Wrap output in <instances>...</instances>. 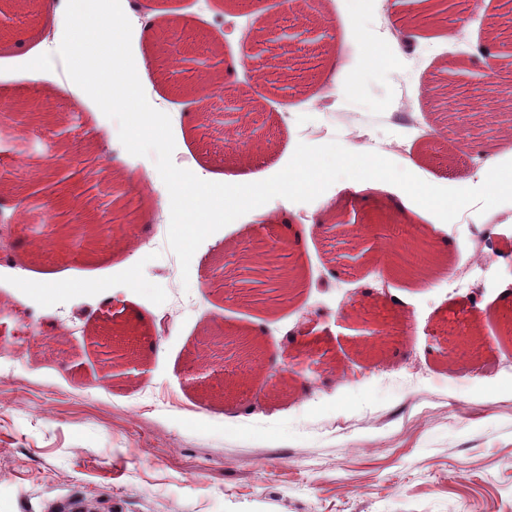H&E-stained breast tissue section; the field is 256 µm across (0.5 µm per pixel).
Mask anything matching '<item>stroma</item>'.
Here are the masks:
<instances>
[{"mask_svg": "<svg viewBox=\"0 0 512 512\" xmlns=\"http://www.w3.org/2000/svg\"><path fill=\"white\" fill-rule=\"evenodd\" d=\"M158 29L176 18L207 37L223 60L268 16L291 23L282 0H139ZM320 37L270 42L254 64L270 82L255 87L247 69L231 92L254 99L253 123L271 150L224 149L223 110L198 104L150 68L141 84L171 119L175 155L215 179L290 161L304 131L371 126L391 142L398 166L439 187L478 186L485 149L512 171V139L482 120L493 97L433 102L431 87L448 59L465 81L483 73L476 52L491 34L512 35V0H452L451 35L420 23L383 26L397 0H317ZM42 13L24 0H0V184L17 193L20 224L0 223V512H56L81 499L91 512H512V338L498 319L512 289V202L469 222L415 218L422 236L478 249L475 266L442 258L447 273L417 281L378 261L377 239L398 246L381 189L353 194L335 182L313 201L276 197L209 236L182 270L157 223L168 190L153 157L129 154L116 121L74 82L62 61L34 78L21 41L40 43ZM378 40L387 55L370 59ZM339 86L332 112L316 109L323 87ZM123 171L137 212L112 202L111 171ZM72 186L91 216L134 225L145 249L130 260L102 230L89 248L53 246L44 235L69 224V206L47 219L46 199ZM305 232L295 261L299 294L275 310L246 299L275 272L257 274L241 243L272 242L269 220ZM64 272L77 290L39 298L20 275ZM384 314L388 336H364V305ZM130 328L143 366L130 381L106 379L94 330ZM257 340V358L214 350L199 360L208 329Z\"/></svg>", "mask_w": 512, "mask_h": 512, "instance_id": "obj_1", "label": "stroma"}]
</instances>
